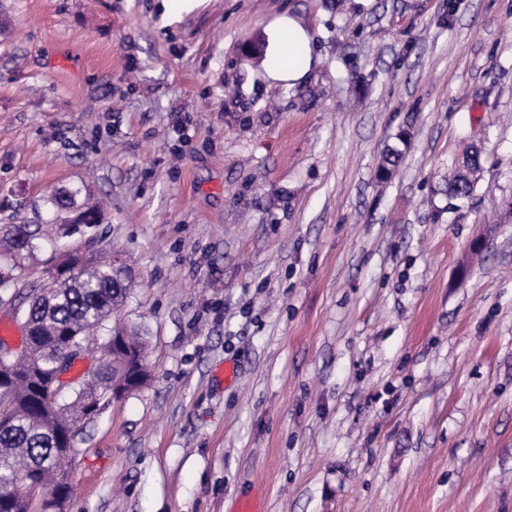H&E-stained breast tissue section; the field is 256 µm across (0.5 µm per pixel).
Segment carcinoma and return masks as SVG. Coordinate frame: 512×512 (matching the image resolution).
Here are the masks:
<instances>
[{
    "mask_svg": "<svg viewBox=\"0 0 512 512\" xmlns=\"http://www.w3.org/2000/svg\"><path fill=\"white\" fill-rule=\"evenodd\" d=\"M481 170L478 149L468 147L462 164L448 180L449 197L469 199ZM79 193L78 189L53 190L46 202L54 214L78 211L90 224L97 209L77 204ZM40 239V225L17 224L0 256L22 258L38 248ZM128 295V284L112 264L93 263L43 288L29 300L22 326L26 354L13 368L15 400L10 425L0 429V486L11 484L19 491L27 479L47 489L65 485L69 480L67 467L75 462V449L60 442L59 432L82 428L90 405L111 402L112 392L121 383L147 368L146 337L121 323L108 326ZM103 330L107 331V339L115 337L119 341L117 346L109 345L103 351V372L93 378L83 376L63 395L41 396L33 390L32 374L39 372L53 378L70 345Z\"/></svg>",
    "mask_w": 512,
    "mask_h": 512,
    "instance_id": "1",
    "label": "carcinoma"
}]
</instances>
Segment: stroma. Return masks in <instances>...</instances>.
Here are the masks:
<instances>
[{"label":"stroma","mask_w":512,"mask_h":512,"mask_svg":"<svg viewBox=\"0 0 512 512\" xmlns=\"http://www.w3.org/2000/svg\"><path fill=\"white\" fill-rule=\"evenodd\" d=\"M54 187L102 221L20 284L119 257L152 374L67 512H512V0H0V237ZM279 51L283 57V64L278 70L267 73V76L276 81L298 82L306 75V70L294 64V49L296 45H309V36L305 29L293 18H279L271 24ZM481 170L480 153L474 146H469L463 153L462 164L448 180L449 197L460 201L468 200L474 193Z\"/></svg>","instance_id":"obj_1"}]
</instances>
